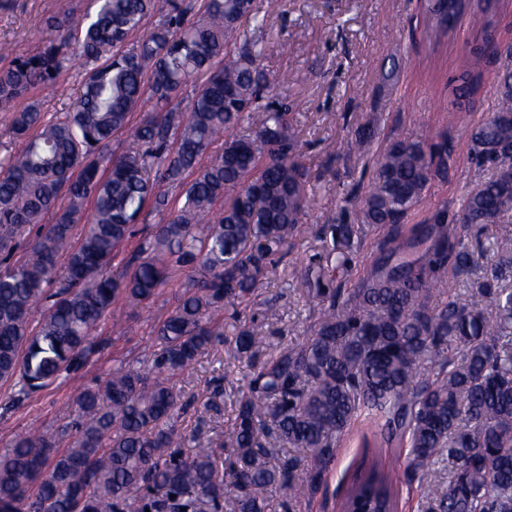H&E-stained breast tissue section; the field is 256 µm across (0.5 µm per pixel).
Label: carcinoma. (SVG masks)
<instances>
[{
	"mask_svg": "<svg viewBox=\"0 0 512 512\" xmlns=\"http://www.w3.org/2000/svg\"><path fill=\"white\" fill-rule=\"evenodd\" d=\"M169 3L97 0L81 19L51 18L42 52L0 68V112L23 139L0 157V382L12 385L11 400L78 371L105 318L122 333L117 301L134 310L174 268L185 274L150 356L79 393L68 447L33 431L0 454V512H224L227 501L233 512H266L273 492L296 500L320 488L362 415L378 424L388 460L363 455L345 512H397L402 484L425 512H512V236L496 238L475 277L461 235L512 212V71L499 76L497 111L472 133V160L493 175L468 190L453 219L439 213L408 227L447 168V144L397 141L378 155L353 203L356 223L329 226L327 264L300 270L318 305L310 336L255 364L232 428L189 457L173 379L224 342V310L247 306L276 272L306 195L288 107L264 95L262 46L246 39L228 50L243 24L261 28L251 0H205L195 18L178 11L141 32ZM468 6L427 0L433 17L457 18ZM77 55L90 67L69 110L16 107ZM190 82V110L169 107ZM146 101L152 110L133 143L110 149ZM241 121L251 135H231ZM220 138L223 153L207 157ZM161 182L180 189L179 208L156 190ZM148 206L159 220L116 276ZM371 228L387 231L380 255L348 287L344 266ZM444 269L470 277L471 302L443 287ZM263 344L238 328L236 354Z\"/></svg>",
	"mask_w": 512,
	"mask_h": 512,
	"instance_id": "carcinoma-1",
	"label": "carcinoma"
}]
</instances>
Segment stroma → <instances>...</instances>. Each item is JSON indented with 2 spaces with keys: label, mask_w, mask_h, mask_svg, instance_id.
Listing matches in <instances>:
<instances>
[{
  "label": "stroma",
  "mask_w": 512,
  "mask_h": 512,
  "mask_svg": "<svg viewBox=\"0 0 512 512\" xmlns=\"http://www.w3.org/2000/svg\"><path fill=\"white\" fill-rule=\"evenodd\" d=\"M95 8L94 0H0V45H10L18 55L37 53L46 41L48 17L66 12L78 18ZM254 8L263 22L259 69L269 79L268 95L290 109L311 203L288 238L278 273L260 282L257 302L241 312L240 318L264 337V347L252 358L209 347L174 381L192 403L182 425L199 434V442L221 438L230 427L255 361L305 340L316 309L292 272L324 263L325 225L353 223L345 198L366 191L376 156L397 140L447 143L448 169L432 179L407 218L411 224L429 223L442 210L455 214L467 190L491 176V169L471 160V132L496 112L497 76L512 70V0H495L489 10L482 0H472L469 14L438 43L427 35L426 0H255ZM488 36L500 43L502 54L476 57ZM466 55L473 56L474 65L464 74L458 62ZM283 71L287 82H275ZM83 73L79 63H71L55 85L38 90L40 111L68 108L81 92ZM365 127L372 138L362 153L357 138ZM183 278V270H173L159 294L130 313L124 335H113L109 322H101L94 331L96 351L77 373L33 394L18 409L0 412V453L24 432L70 431L74 399L84 386L152 352L154 327L176 307ZM237 319L225 316L226 336L234 335ZM217 383L222 394L216 398ZM369 429L366 422L354 424L312 497L290 506L272 494L268 512H339L346 481L364 454L361 435Z\"/></svg>",
  "instance_id": "obj_1"
}]
</instances>
